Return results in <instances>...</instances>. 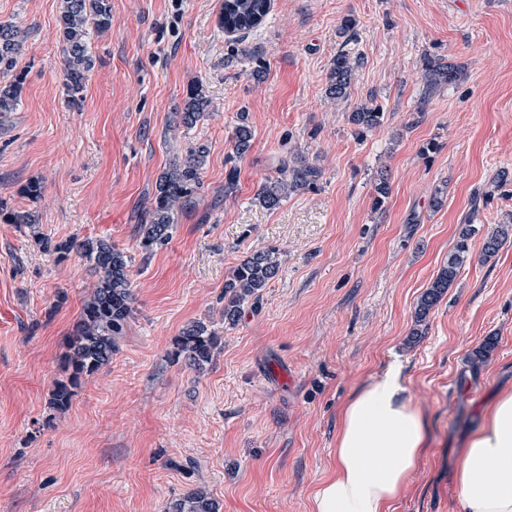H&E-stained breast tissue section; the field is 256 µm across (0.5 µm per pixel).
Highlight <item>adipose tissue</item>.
<instances>
[{"label": "adipose tissue", "mask_w": 512, "mask_h": 512, "mask_svg": "<svg viewBox=\"0 0 512 512\" xmlns=\"http://www.w3.org/2000/svg\"><path fill=\"white\" fill-rule=\"evenodd\" d=\"M400 368L372 378L344 404L333 475L312 512H390L427 443L426 420ZM463 512H512V393L500 396L453 474Z\"/></svg>", "instance_id": "obj_1"}]
</instances>
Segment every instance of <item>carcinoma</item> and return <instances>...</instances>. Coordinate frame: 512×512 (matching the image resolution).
I'll return each mask as SVG.
<instances>
[{"label": "carcinoma", "mask_w": 512, "mask_h": 512, "mask_svg": "<svg viewBox=\"0 0 512 512\" xmlns=\"http://www.w3.org/2000/svg\"><path fill=\"white\" fill-rule=\"evenodd\" d=\"M270 0H224L221 23L231 24L239 32H248L263 23L269 13ZM58 37L64 47V86L68 103L80 109L82 92L94 61L89 54L87 38L90 29L106 31L112 27L111 0H60L57 20ZM28 37L26 29L17 24H0V113L12 112L18 106L24 73L18 71L19 59ZM427 87L436 89L459 81V66L441 58L425 55L420 60ZM354 72L349 52L336 53L329 73L326 95L337 101L348 97ZM209 101L201 85L192 86L183 108L176 112L173 128L195 125L206 112ZM385 112L371 104H364L349 114L355 134L362 136L383 125ZM253 133L247 118L241 117L234 135V153L246 155L252 146ZM278 176L267 180L257 193L259 202L272 210L280 206L288 194L310 189L318 182L321 171L315 165L298 159L281 157L276 167ZM202 185V155L193 151L181 163L164 172L156 183V192L146 222L138 225V241L144 255L168 244L173 236L175 214L191 201ZM471 228L461 229L459 240L448 262L440 269L430 287L420 297L416 323H423L438 303L448 286L455 280L469 256L468 240ZM512 238V225L500 224L486 238L483 251L487 258L495 256L505 242ZM43 250L62 260L70 253L77 254L97 276L91 294L85 300L81 315L69 337V352L65 356L69 375L53 383L50 394L54 408H68L82 380L97 372L112 360L116 338L122 335L132 311V281L129 260L122 249L102 239L73 238L52 243L40 238ZM278 251L267 247L250 252L237 265L224 284V323L233 326L241 308L249 299H259L260 292L279 272ZM218 345V336L207 326L196 322L188 326L176 343L175 355L183 357L188 365L200 368L211 361ZM167 512H215L212 498L205 490H196L170 503Z\"/></svg>", "instance_id": "obj_1"}]
</instances>
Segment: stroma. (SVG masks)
Here are the masks:
<instances>
[{
	"mask_svg": "<svg viewBox=\"0 0 512 512\" xmlns=\"http://www.w3.org/2000/svg\"><path fill=\"white\" fill-rule=\"evenodd\" d=\"M223 5L112 0L111 28L89 32L94 67L76 111L58 0H0V23L29 31L21 101L0 116V512H166L197 489L218 512H311L334 472L342 405L393 364L428 440L391 512H462L454 468L512 392V239L482 256L488 231L512 224V0H273L239 37ZM343 45L360 65L339 103L326 88ZM426 53L461 79L427 92ZM195 84L204 117L171 131ZM370 101L385 122L356 136L348 115ZM243 112L254 138L237 158ZM429 142L436 151L422 154ZM198 147L201 189L169 243L143 256L137 226L159 176ZM287 154L321 179L266 209L257 192ZM230 159L240 174L228 195ZM382 175L390 193L377 209ZM31 182L40 197L24 194ZM17 210L36 228L4 221ZM466 223L469 259L412 335ZM42 236L103 238L132 258L133 310L112 361L63 411L50 392L97 276L77 255L43 252ZM261 247L278 249L279 273L227 325L224 284ZM194 322L220 338L200 369L175 355Z\"/></svg>",
	"mask_w": 512,
	"mask_h": 512,
	"instance_id": "obj_1",
	"label": "stroma"
}]
</instances>
